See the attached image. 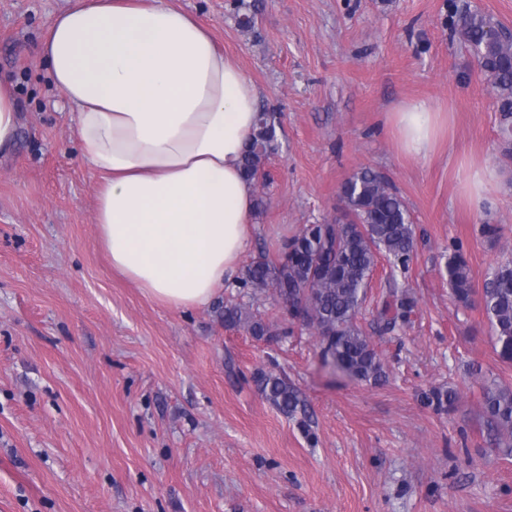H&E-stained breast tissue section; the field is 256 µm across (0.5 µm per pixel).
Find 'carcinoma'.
<instances>
[{"instance_id": "cac0c4a2", "label": "carcinoma", "mask_w": 512, "mask_h": 512, "mask_svg": "<svg viewBox=\"0 0 512 512\" xmlns=\"http://www.w3.org/2000/svg\"><path fill=\"white\" fill-rule=\"evenodd\" d=\"M454 25L466 47L477 58L481 72L495 91L502 116L500 134L512 140V34L491 33L503 28L491 15L455 12ZM274 112H258L257 123L242 167L248 180H266V166L279 148ZM341 209L323 224H306L286 241L277 259L262 254L244 269V288L274 289L288 304V325L266 321L241 304H226L224 327L242 329L258 341L272 343L299 324L317 337L323 358L347 378L380 383L386 378L384 363L372 338L357 323L378 259L391 267L380 308L377 332L384 336L412 323L415 297L400 283L413 258L415 228L403 197L384 174L361 167L340 186ZM448 291L455 304L468 308L479 302L489 323L491 341L499 359L512 363V262L497 265L483 288L476 286L463 251L455 247L445 262ZM254 381L264 398L283 414L306 415L298 389L288 379L258 370ZM481 392L480 412L496 431L497 445L512 451V386L476 378ZM424 402L438 412H449L459 402L457 391L438 386Z\"/></svg>"}]
</instances>
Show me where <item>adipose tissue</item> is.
<instances>
[{"mask_svg":"<svg viewBox=\"0 0 512 512\" xmlns=\"http://www.w3.org/2000/svg\"><path fill=\"white\" fill-rule=\"evenodd\" d=\"M38 54L96 179L97 235L113 269L168 307L209 305L249 245L255 188L240 159L260 88L172 0H77ZM447 121L425 100L391 114L414 157L433 152Z\"/></svg>","mask_w":512,"mask_h":512,"instance_id":"1","label":"adipose tissue"}]
</instances>
